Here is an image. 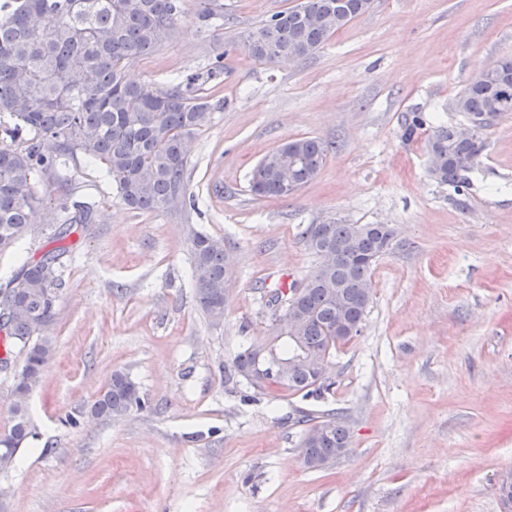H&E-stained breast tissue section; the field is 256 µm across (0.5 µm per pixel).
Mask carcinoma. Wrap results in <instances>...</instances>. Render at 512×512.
Masks as SVG:
<instances>
[{"label": "carcinoma", "instance_id": "obj_1", "mask_svg": "<svg viewBox=\"0 0 512 512\" xmlns=\"http://www.w3.org/2000/svg\"><path fill=\"white\" fill-rule=\"evenodd\" d=\"M197 16L224 14L220 0H197ZM371 0H300L259 23L244 43L250 56L272 63L294 56L307 58L336 32L371 8ZM183 13V0H3L0 3V254L19 247L36 232L33 223L46 213L34 176L52 175L60 159L77 152L102 166L122 203L142 212L187 206L186 138L204 127L212 110L198 94L193 74L169 87L133 83L127 65L166 40ZM474 134L459 135L438 126L427 135L428 173L457 193L469 186L478 165L483 132L512 114V60L500 71L475 78L453 103ZM333 144L319 137L294 138L264 156L249 178V191L261 198L286 199L311 181ZM60 222L50 238L64 240L71 225L88 218L78 202L60 206ZM388 224H309L302 240L315 254L327 250L332 263L318 266L299 297L291 282L268 292L267 306L284 303L297 310L277 326L268 345L276 356L303 362L288 375L263 385L251 380L261 345H251L233 360V376L263 390L267 387L319 400L330 390L315 384L313 370L324 357L358 336L373 297L377 259L395 245ZM192 280L197 303L212 321L224 320L228 281L224 239L191 233ZM59 247L36 261L24 262L10 281L0 285V362L22 358V379L12 384L9 417L0 424V472L10 470L21 446L33 436L26 407L27 392L41 380L54 353L51 328L55 302L64 287L59 274ZM146 401L123 372L88 405L87 413L110 419ZM300 448L311 469L332 466L351 443L349 427L337 412L318 417L304 413Z\"/></svg>", "mask_w": 512, "mask_h": 512}]
</instances>
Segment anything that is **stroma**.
I'll list each match as a JSON object with an SVG mask.
<instances>
[{
	"label": "stroma",
	"instance_id": "1",
	"mask_svg": "<svg viewBox=\"0 0 512 512\" xmlns=\"http://www.w3.org/2000/svg\"><path fill=\"white\" fill-rule=\"evenodd\" d=\"M298 0H224L221 27L194 0L171 40L130 78L167 84L222 68L200 93L218 109L188 144L195 207L128 209L101 168L64 157L35 180L51 207L85 202L63 246L55 350L27 406L35 429L0 476V512H505L512 471V115L483 134L464 193L428 174L432 126L485 65L512 58V0H374L314 55L255 61L247 34ZM234 42L218 56L216 40ZM212 70V69H211ZM425 122L405 139L413 116ZM334 144L286 199L249 190L256 163L290 139ZM389 224L397 246L372 275L361 332L332 359L320 401L253 388L232 362L274 331L267 290L320 263L303 229ZM232 259L224 320L200 311L189 229ZM147 409L83 416L113 371ZM340 411L346 456L308 469L289 417ZM77 417L69 426L67 416Z\"/></svg>",
	"mask_w": 512,
	"mask_h": 512
}]
</instances>
